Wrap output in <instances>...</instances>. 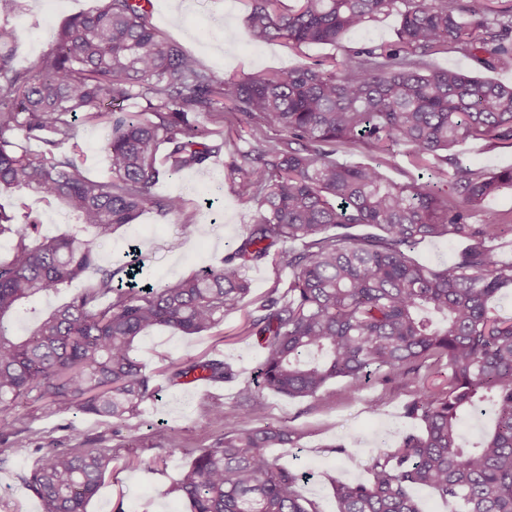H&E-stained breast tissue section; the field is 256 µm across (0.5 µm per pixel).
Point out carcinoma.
<instances>
[{
	"label": "carcinoma",
	"instance_id": "carcinoma-1",
	"mask_svg": "<svg viewBox=\"0 0 512 512\" xmlns=\"http://www.w3.org/2000/svg\"><path fill=\"white\" fill-rule=\"evenodd\" d=\"M251 0V39H284L295 48L334 45L382 15L400 17L398 39L349 51L328 66L286 74L218 78L175 42L160 37L135 0H99L60 29L51 49L19 69V33L0 23V192L27 191L57 202L93 229L37 241L36 221L0 210V237L13 255L0 263V454L14 435L11 411L42 403L107 419L115 430L158 395L135 340L153 328L206 332L246 304V269L272 261L288 267V288L255 302L247 333L264 350L256 375L241 384L244 427L224 405L206 409L224 428L209 448H194L172 491L189 512H320L298 487L305 475L278 464L270 449L295 432L262 424L260 393L316 399L341 377L357 391L372 377L416 386L405 406L421 425L381 448L366 483L334 486L336 512H421L414 491L430 487L449 512H512V316L490 301L512 288V263L489 243L512 235V211L490 206L512 189V167L485 171L442 155L473 140L512 147V86L435 69L430 58L457 52L480 69L512 63V0ZM137 112H123L129 100ZM238 123L277 138H253L239 150L240 191L259 218L232 243L221 264L164 285L114 283L97 264V243L132 223L148 203L181 213L180 196L155 186L186 169H205L224 150V104ZM204 113L213 128L197 123ZM105 124L109 177L85 175L78 127ZM39 141L42 149L26 147ZM379 154L371 163L333 158L344 144ZM403 155L418 172L406 183L386 174ZM452 167L449 188L439 186ZM480 209L483 219L471 223ZM360 225L378 233L360 237ZM337 233H330L331 229ZM465 243L440 269L412 253L427 238ZM293 248L277 251L279 244ZM96 283L52 311L27 337L13 321L31 298L87 272ZM447 371L430 390L421 368ZM168 384L196 376L206 385L236 378L207 354L172 361ZM488 411L472 448L459 423ZM24 478L44 512H87L106 473L107 448H41Z\"/></svg>",
	"mask_w": 512,
	"mask_h": 512
}]
</instances>
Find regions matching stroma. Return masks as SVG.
I'll return each mask as SVG.
<instances>
[{
	"instance_id": "stroma-1",
	"label": "stroma",
	"mask_w": 512,
	"mask_h": 512,
	"mask_svg": "<svg viewBox=\"0 0 512 512\" xmlns=\"http://www.w3.org/2000/svg\"><path fill=\"white\" fill-rule=\"evenodd\" d=\"M150 23L164 39L178 42L198 63L218 77L260 76L270 71L288 72L304 64L348 51L396 40L400 27L397 15L381 17L366 29L345 34L336 45H311L295 49L278 39L254 43L246 26L248 0H187L175 12L171 0H151ZM97 0H23L20 12L11 15L10 25L20 35L15 58L26 68L47 53L61 25L71 16L93 9ZM240 127L233 115L224 119V152L214 158L208 172L186 170L161 181L156 195H180L185 208L179 214H160L149 207L132 223L116 229L111 240L98 248V262L117 265L131 246H138L144 281L165 284L217 265L227 254V245L245 234L255 222V203L241 196L232 164L237 153ZM453 154L478 168L493 171L512 166V148H491L468 141L452 149ZM0 209L37 215L41 238L67 235L79 226L62 205L37 195L0 193ZM195 226L184 235V222ZM93 276L73 281L69 287L51 290L37 300L34 309L19 315L15 332L27 335L39 319L68 301L72 292L88 287ZM247 310L225 315L223 323L210 332L185 336L156 329L137 341L139 357L147 373L160 384L157 399L142 405L135 422L136 432H113L100 417L73 410L60 411L23 404L13 411L19 426L42 433L46 446L74 448L87 442L111 449L112 472L107 475L87 512H188L185 502L171 488L188 463V449L213 445L221 435L205 413L206 405L223 404L240 410L239 386L253 377L262 356L256 337L245 335ZM221 356L237 374L236 380L215 386H168L161 370L172 361H187L202 355ZM410 386L370 379L359 392H350L343 380L332 381L318 399H291L264 391L262 402L267 423L294 430L296 445L274 449L280 464L307 472L302 494L316 502L321 512H336L335 482L367 480V466L378 449L395 446L402 435L416 429L405 415ZM177 438L183 453L166 464L155 458L170 438ZM347 451L334 453L336 445ZM10 452L0 463V512H42L40 502L26 491L23 479L32 469L36 455L23 435L9 439Z\"/></svg>"
}]
</instances>
